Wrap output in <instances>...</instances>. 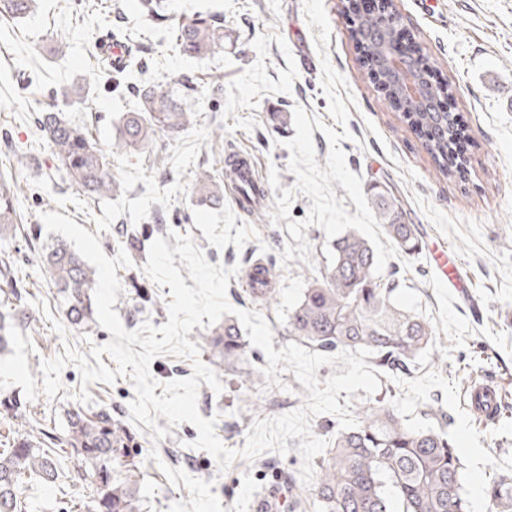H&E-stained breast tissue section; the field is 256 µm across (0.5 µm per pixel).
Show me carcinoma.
Instances as JSON below:
<instances>
[{
  "label": "carcinoma",
  "instance_id": "1",
  "mask_svg": "<svg viewBox=\"0 0 512 512\" xmlns=\"http://www.w3.org/2000/svg\"><path fill=\"white\" fill-rule=\"evenodd\" d=\"M37 0H0V17L19 19L29 15ZM148 20H168L162 0H141ZM351 16L350 37L359 52L364 74L381 94L390 98L396 89L386 66L385 47L397 38V24L386 25L381 14L395 16L390 0H381L383 12L365 13L344 0ZM224 45V25L199 15L179 25L176 46L190 57L207 56ZM197 86L184 80L181 90L162 85L136 88L139 107L119 120L112 152H141L158 131L179 133L196 122L194 94ZM403 117L422 140L423 147L443 177L465 180L467 161L456 151L462 135L455 113L444 111L439 99L409 101ZM39 130L57 160L65 182L87 197L115 199L124 193L121 181L112 176L105 152L88 129L65 119L60 112H43ZM194 188L202 202L217 208L224 201V187L215 171L201 168L194 174ZM21 187L0 180V268L10 270V243L5 241L18 223L16 200ZM373 204L387 236L404 253L419 251L413 225L400 223L397 199L378 186L372 187ZM42 265L51 285L68 302L67 316L75 326L92 322V298L96 270L64 241L42 247ZM375 249L358 231L349 229L332 244V258L321 277L304 289L288 315V336L296 343L325 353L366 347L377 366L412 374L419 356L435 348V331L418 313L399 305L395 286L373 271ZM277 290L251 288L252 300L270 308ZM25 311H0V353L13 332L25 326ZM212 343L224 348V370L236 373L244 362L246 342L231 319L212 331ZM22 401L0 393V410L14 417ZM360 425L336 430L332 445L315 468V493L297 491L288 480V512H468L463 489V464L443 426L415 428L397 406L376 401L359 412ZM64 436L42 430L49 444L63 445L91 464L93 509L96 512H140L138 490L129 479L134 463L128 460L131 435L112 416V409L86 411L80 406L66 413ZM44 484L61 481V454L41 448L32 435L13 439L0 452V512H27L23 497L27 478ZM490 512H512V473H502L486 487Z\"/></svg>",
  "mask_w": 512,
  "mask_h": 512
}]
</instances>
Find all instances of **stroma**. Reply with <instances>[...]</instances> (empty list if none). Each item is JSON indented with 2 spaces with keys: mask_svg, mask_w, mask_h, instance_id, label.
Here are the masks:
<instances>
[{
  "mask_svg": "<svg viewBox=\"0 0 512 512\" xmlns=\"http://www.w3.org/2000/svg\"><path fill=\"white\" fill-rule=\"evenodd\" d=\"M164 4L171 21L163 25L147 21L137 0H41L31 15L0 22V174L23 188L17 200L22 221L10 231L17 272L0 275V308L16 306L27 314L25 327L0 354V389L20 393L28 403L22 416L0 414V444L29 432L34 414L64 429L71 403L42 394L43 361L70 347L86 353L112 338L98 322L86 329L69 323L64 298L51 287L38 251L25 240L26 225L39 223L42 212L71 217L99 237L108 257L122 249L131 258V266L116 271L122 289L114 309L126 330L146 321L157 327L167 323L170 290L142 267L155 238L165 237L172 247L179 233L193 236L210 264L237 266L227 292L236 308L254 307L250 267L273 268L277 301L263 317L274 333V349L288 345V313L329 263L332 241L321 228L309 227L304 234L316 262L283 261L292 237L286 227L272 224L269 214L275 198L296 181L285 146L296 134L295 106L327 126L335 124L321 88L327 61L344 77L355 101L347 122L351 137L340 143L348 168L361 177L363 191L377 185L397 197L403 222L415 225L422 244L419 253L390 259L384 271L399 281V304L429 319L437 337V355H422L412 375L377 371L375 396L394 402L417 427L432 425L435 411L450 416L448 430L467 465L469 512H489L487 482L512 471V418L481 421L469 406L468 392L489 376L512 392V0H394L412 54L451 84L452 110L467 135L469 174L462 184L436 173L401 109L360 74L341 0H324L330 39L322 51L315 46L302 0ZM199 13L223 23L224 47L205 58H189L176 48L174 31ZM118 31L147 49L143 66L131 71L134 87L164 82L174 88L186 78L200 87L197 125L171 140L162 133L154 136L155 144L167 146L164 162H155L150 152L112 150L120 117L137 103L132 91L115 92L107 83L112 69L99 48ZM60 33L70 43L62 56L55 51ZM74 85L89 88L88 104L66 102L63 92ZM57 110L87 125L107 150L112 174L125 187L122 197L92 204L76 187L58 180L56 161L38 129L40 112ZM231 149L255 161L266 185L264 213L245 214L230 181L224 184L221 208L201 205L193 188L195 172L223 163ZM433 245L457 255L471 283L470 301L457 298L431 267L427 249ZM188 338L223 385L219 393L201 385L197 406L202 417L216 418L225 446L244 447L256 420L302 405L306 390L294 373L281 374V386H267L261 349L247 350L253 369L247 379L225 372L223 357L209 344V329L193 328ZM88 391L93 407H110L131 429V451L143 462L136 477L141 512H167L174 502L190 498L186 488L168 482L160 470L164 464L212 482L225 512H256L260 493H286V476L301 469L300 441L291 438L287 455L270 451L220 470L209 453L193 448L198 437L193 425L172 427L158 417L169 433L157 442L150 428L132 425L129 404L136 395L131 379L96 382ZM153 450L158 460L150 459ZM64 463L65 488L35 486L28 512H89L90 466L73 453Z\"/></svg>",
  "mask_w": 512,
  "mask_h": 512,
  "instance_id": "35a3bbf8",
  "label": "stroma"
}]
</instances>
